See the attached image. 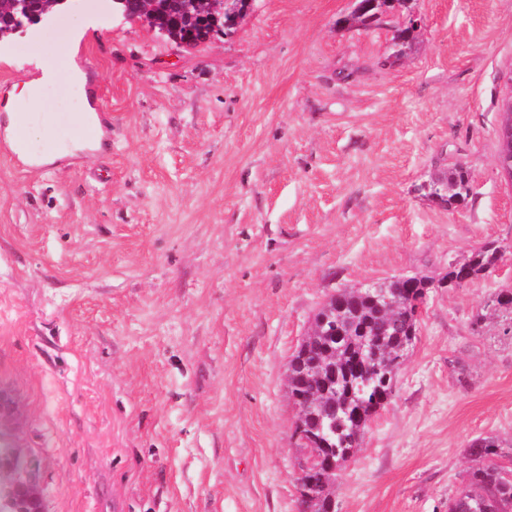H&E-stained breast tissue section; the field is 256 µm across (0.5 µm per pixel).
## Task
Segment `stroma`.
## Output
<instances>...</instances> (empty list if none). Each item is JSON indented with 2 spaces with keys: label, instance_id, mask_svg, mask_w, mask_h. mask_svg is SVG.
<instances>
[{
  "label": "stroma",
  "instance_id": "35a3bbf8",
  "mask_svg": "<svg viewBox=\"0 0 512 512\" xmlns=\"http://www.w3.org/2000/svg\"><path fill=\"white\" fill-rule=\"evenodd\" d=\"M71 4L0 43V96L70 49L89 77L46 92L41 145L84 105L110 130L40 174L0 153V399L46 512H299L289 361L331 294L405 276L431 284L417 335L333 495L448 512L470 443L512 445V0H411L389 67L405 14L349 26L354 0H253L190 50ZM458 165L463 204L419 193ZM508 85L501 113L499 165L512 181V77L508 79ZM498 260L496 252L492 249L479 250L463 264L458 270H448V280H460L467 277L476 279L480 274L494 266Z\"/></svg>",
  "mask_w": 512,
  "mask_h": 512
}]
</instances>
